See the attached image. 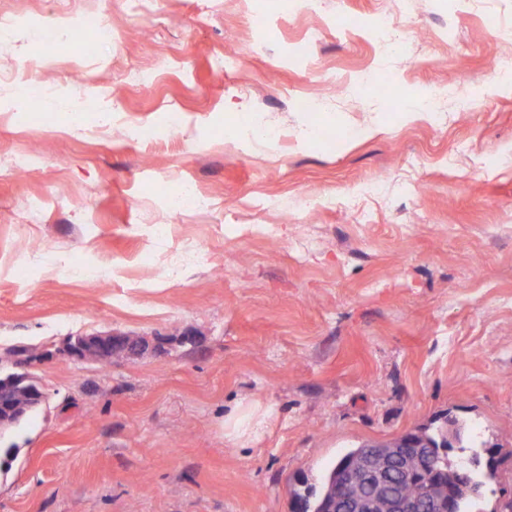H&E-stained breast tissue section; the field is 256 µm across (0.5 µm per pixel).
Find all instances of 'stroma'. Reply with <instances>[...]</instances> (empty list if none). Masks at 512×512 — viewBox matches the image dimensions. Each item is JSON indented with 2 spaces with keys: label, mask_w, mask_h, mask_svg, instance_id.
Segmentation results:
<instances>
[{
  "label": "stroma",
  "mask_w": 512,
  "mask_h": 512,
  "mask_svg": "<svg viewBox=\"0 0 512 512\" xmlns=\"http://www.w3.org/2000/svg\"><path fill=\"white\" fill-rule=\"evenodd\" d=\"M1 10L31 22L0 30V371L29 349L48 400L0 431V512H292L349 449L448 415L482 461L474 512L512 502V86L490 79L512 0ZM380 10L384 36L354 28ZM70 11L111 45H44L35 21ZM448 82L468 105L418 113ZM186 182L200 204L169 209ZM107 332L152 347L60 353ZM71 20L72 29H78L85 25L92 26L94 29L91 31L90 36L95 39V30L97 31L98 36L96 44H107L112 42V31L108 24L103 19H101L98 14H83L73 17Z\"/></svg>",
  "instance_id": "1"
}]
</instances>
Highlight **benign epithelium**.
Segmentation results:
<instances>
[{
	"label": "benign epithelium",
	"mask_w": 512,
	"mask_h": 512,
	"mask_svg": "<svg viewBox=\"0 0 512 512\" xmlns=\"http://www.w3.org/2000/svg\"><path fill=\"white\" fill-rule=\"evenodd\" d=\"M124 345V339L118 335L93 334L84 337L79 345L66 343L64 354L74 360L90 361L100 353H108ZM11 389V385L0 383V427L12 423L15 409L10 405ZM344 469L349 492L336 497V512H371L376 507L375 499L368 494L372 488L379 490L388 512H426L434 505L445 509L453 504L455 480L439 478L437 470L421 453L411 462L397 448L367 444L356 458L345 461ZM393 475L427 483L433 500L403 497L397 490V484L391 482Z\"/></svg>",
	"instance_id": "obj_1"
}]
</instances>
